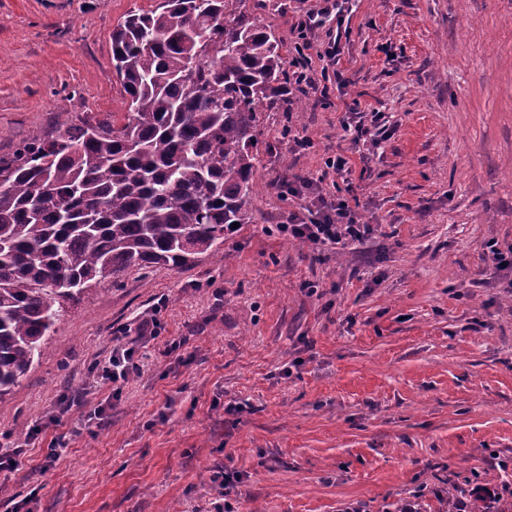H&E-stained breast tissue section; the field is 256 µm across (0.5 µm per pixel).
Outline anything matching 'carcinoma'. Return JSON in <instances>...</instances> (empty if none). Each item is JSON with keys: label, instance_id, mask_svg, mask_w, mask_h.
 <instances>
[{"label": "carcinoma", "instance_id": "obj_1", "mask_svg": "<svg viewBox=\"0 0 512 512\" xmlns=\"http://www.w3.org/2000/svg\"><path fill=\"white\" fill-rule=\"evenodd\" d=\"M243 0H161L112 31L126 122L70 123L0 157V396L66 304L137 267L224 258L250 223L261 113L288 110V51Z\"/></svg>", "mask_w": 512, "mask_h": 512}]
</instances>
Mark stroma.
<instances>
[{
    "mask_svg": "<svg viewBox=\"0 0 512 512\" xmlns=\"http://www.w3.org/2000/svg\"><path fill=\"white\" fill-rule=\"evenodd\" d=\"M158 2L0 0V156L125 113L112 31ZM286 3L256 16L291 48L315 0ZM345 24V99L383 113L390 137L361 161L341 110L311 92L263 113L275 152L223 262L92 286L0 396V455L19 460L0 472V512L33 490L36 512H395L417 491L421 512H445L472 475L512 495V469L489 456L512 457V269L490 253L512 246V0H356ZM297 136L311 148L294 151ZM338 152L341 174L325 165ZM295 176L355 192L370 238H285ZM162 298L141 372L98 383L96 362ZM63 397L70 412L49 424ZM92 404L101 423L86 420ZM59 435L68 446L46 464Z\"/></svg>",
    "mask_w": 512,
    "mask_h": 512,
    "instance_id": "1",
    "label": "stroma"
}]
</instances>
